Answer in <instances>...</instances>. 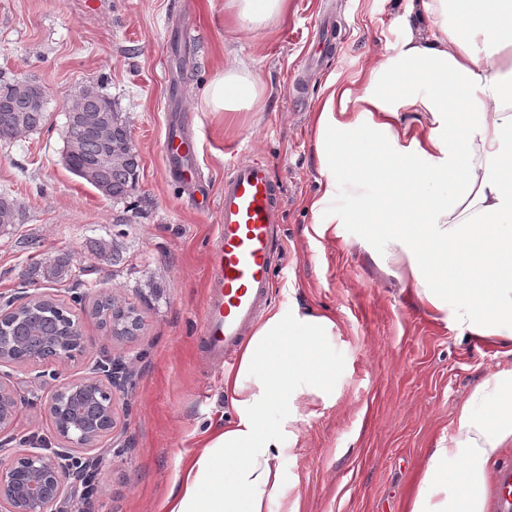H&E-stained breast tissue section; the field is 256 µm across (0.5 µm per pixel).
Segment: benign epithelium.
Instances as JSON below:
<instances>
[{"label": "benign epithelium", "mask_w": 512, "mask_h": 512, "mask_svg": "<svg viewBox=\"0 0 512 512\" xmlns=\"http://www.w3.org/2000/svg\"><path fill=\"white\" fill-rule=\"evenodd\" d=\"M102 97L98 89L88 87L67 103L70 126L68 153H77L85 133L110 131L107 118L87 116L88 103ZM34 292L21 300H0V367L15 363L41 365L49 363L66 367L83 352L85 336H6L4 325L19 319ZM112 297L104 290L96 292L92 313L107 329L111 339L128 340L138 335L143 318L139 313H124L126 326L117 333L102 319L104 309L111 307ZM127 373L120 358L112 359V385L93 372L83 378H63L54 373V384L45 402V412L59 448L51 453L27 442L18 448H0V512H52L53 506L75 495L70 476L61 459L79 451H92L112 436L117 427L112 387L122 382ZM18 406L11 383L0 378V433L16 424Z\"/></svg>", "instance_id": "1"}]
</instances>
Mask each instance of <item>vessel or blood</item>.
<instances>
[{
    "label": "vessel or blood",
    "mask_w": 512,
    "mask_h": 512,
    "mask_svg": "<svg viewBox=\"0 0 512 512\" xmlns=\"http://www.w3.org/2000/svg\"><path fill=\"white\" fill-rule=\"evenodd\" d=\"M194 145L180 135L164 143L167 158L183 160V179L196 170L187 164ZM280 188L267 165L258 159L234 162L224 178L220 231L213 244L208 299L203 312L207 354L213 362L229 361L261 318L271 287L274 259L279 251ZM494 512H512V466L501 469Z\"/></svg>",
    "instance_id": "vessel-or-blood-1"
}]
</instances>
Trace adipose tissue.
Masks as SVG:
<instances>
[{
    "mask_svg": "<svg viewBox=\"0 0 512 512\" xmlns=\"http://www.w3.org/2000/svg\"><path fill=\"white\" fill-rule=\"evenodd\" d=\"M290 0H224L243 28L283 20ZM403 36L353 86L328 83L311 115L321 189L312 231L361 224L433 320L512 344V0H406ZM262 90L236 65L212 81L216 112L251 110ZM369 184L352 210L340 180ZM333 314L269 310L224 373L232 421L183 458L163 512H267L285 482L281 451L299 421L336 398ZM512 451V368L487 375L426 456L407 512H486L498 458Z\"/></svg>",
    "mask_w": 512,
    "mask_h": 512,
    "instance_id": "adipose-tissue-1",
    "label": "adipose tissue"
}]
</instances>
